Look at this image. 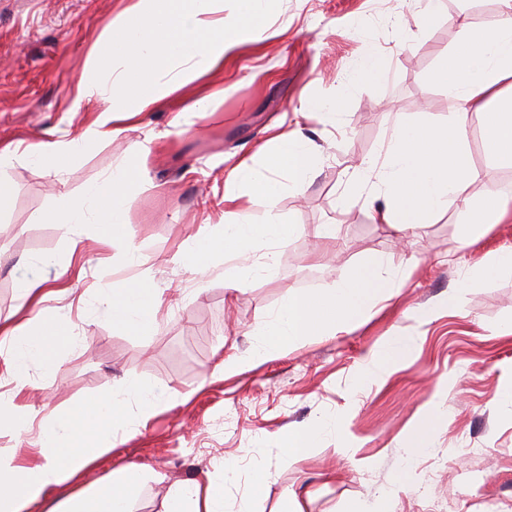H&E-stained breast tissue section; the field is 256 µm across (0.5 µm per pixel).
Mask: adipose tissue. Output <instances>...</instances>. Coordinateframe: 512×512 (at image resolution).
Segmentation results:
<instances>
[{
	"label": "adipose tissue",
	"mask_w": 512,
	"mask_h": 512,
	"mask_svg": "<svg viewBox=\"0 0 512 512\" xmlns=\"http://www.w3.org/2000/svg\"><path fill=\"white\" fill-rule=\"evenodd\" d=\"M236 2L237 12L228 19L214 18L216 0H137L127 7L125 24L109 45L95 51L91 68L77 85L78 100L102 103L94 127L68 147L41 145L38 158L58 164L74 158L101 138L107 125L132 123L146 108L163 104L174 88L222 68L228 52L267 27L273 0ZM500 3L502 10L494 22L462 26L456 45L441 56L432 75L433 83L456 100V111L445 123L408 124L391 135L377 173L375 191L382 202L371 209L375 223L414 227L459 202L467 212L465 238L473 242L512 215L510 197L491 192L475 201L468 194L479 177L467 155L470 116L479 118L493 162L512 167V0ZM273 143L268 167L287 171L296 186H303L316 167V154L296 134H278ZM133 176L128 166L113 170L84 197L69 200L56 216L58 224L67 230L76 224H99L107 230L119 226L131 202L125 189ZM229 182L234 189L224 196L228 203L242 190L272 205L280 192L278 181L253 177L245 162L231 173ZM299 231L298 225L282 222L275 212L266 223L255 224L246 213L230 210L224 214L221 239L201 242L193 263L204 265L218 251L235 258L228 287L237 290L258 271L245 257L250 245L282 242ZM381 265L380 259H371L321 294L289 293L273 314L256 358L358 323L376 300L390 298L396 288L394 278L378 276ZM19 300L24 308L40 305L45 331L35 337L18 325L0 326V337L9 341L7 370L20 371L36 360L49 372H58L51 350L75 345L76 336L53 329L54 315L43 309L44 297L35 288L22 286ZM159 302L158 289L141 281L113 289L101 304L113 328L137 333L153 320ZM124 421L123 407L102 398L64 414L44 415L41 459L16 464L0 457V512H29L34 504L43 512H130L144 482L141 467H125L90 491L68 486L71 476L109 453L112 434ZM164 512H224V492L210 483L177 484L166 498Z\"/></svg>",
	"instance_id": "adipose-tissue-1"
}]
</instances>
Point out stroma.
Segmentation results:
<instances>
[{"label": "stroma", "instance_id": "obj_1", "mask_svg": "<svg viewBox=\"0 0 512 512\" xmlns=\"http://www.w3.org/2000/svg\"><path fill=\"white\" fill-rule=\"evenodd\" d=\"M136 0H0V148L17 152L0 168L11 193L0 205V321L12 319L19 290L47 291V307L78 342L56 351L58 375L33 362L20 379L0 377V397L31 412H64L98 397L119 401L127 421L99 465L75 475L83 489L129 464L165 474L145 480L133 512H163L174 482L212 480L224 487V512H245L256 471L271 479L263 512H512V275L470 283L468 269L512 248V222L465 242L464 217L449 205L401 231L374 223L362 178L393 130L442 123L456 102L428 81L458 39L459 23L497 19L499 0H441L419 27L405 0H275L268 30L239 44L222 70L181 88L143 113L136 128L101 137L60 173L34 162L38 143H68L92 126L99 101L75 104L77 84L96 46L122 25ZM377 53L384 73L358 79L357 64ZM206 110L191 131L174 119L196 99ZM319 98L336 106L334 123L304 118ZM297 130L318 156L295 191L269 173L272 137ZM467 152L480 177L473 196L512 192V169H493L470 117ZM251 160L256 176L281 182L276 209L300 234L279 244L277 263L236 296L225 285L234 266L224 255L192 268L189 249L224 223L229 172ZM134 165L142 184L117 237L144 263L132 268L101 243L93 225L63 229L51 220L64 198L84 195L117 167ZM322 224L337 238L316 235ZM382 259L398 289L366 318L333 336H311L282 356L254 359L262 331L288 293L333 287L350 270ZM142 275L161 293L152 325L113 329L100 299ZM463 292L461 310L444 305ZM407 336L411 350L376 373L364 356ZM239 369L223 373V360ZM133 382L162 387L150 413L128 391ZM441 404L446 417L425 416ZM428 429L420 454L411 436ZM317 434L315 447L288 461L279 439Z\"/></svg>", "mask_w": 512, "mask_h": 512}]
</instances>
